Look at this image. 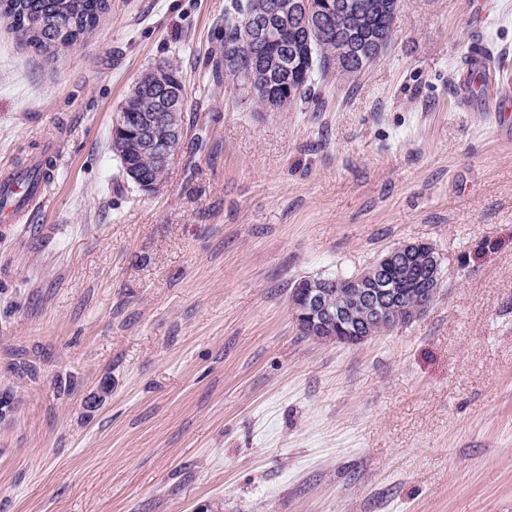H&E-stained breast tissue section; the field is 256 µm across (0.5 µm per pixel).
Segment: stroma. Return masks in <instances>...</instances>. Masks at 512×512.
<instances>
[{
  "label": "stroma",
  "mask_w": 512,
  "mask_h": 512,
  "mask_svg": "<svg viewBox=\"0 0 512 512\" xmlns=\"http://www.w3.org/2000/svg\"><path fill=\"white\" fill-rule=\"evenodd\" d=\"M470 2L404 0L375 63L289 112L214 76L228 0H109L53 62L0 21V170L62 151L0 228V512H512V139L457 98L473 36L512 54V0ZM161 60L185 134L146 194L112 123ZM408 240L440 262L421 317L301 335L298 280Z\"/></svg>",
  "instance_id": "stroma-1"
}]
</instances>
